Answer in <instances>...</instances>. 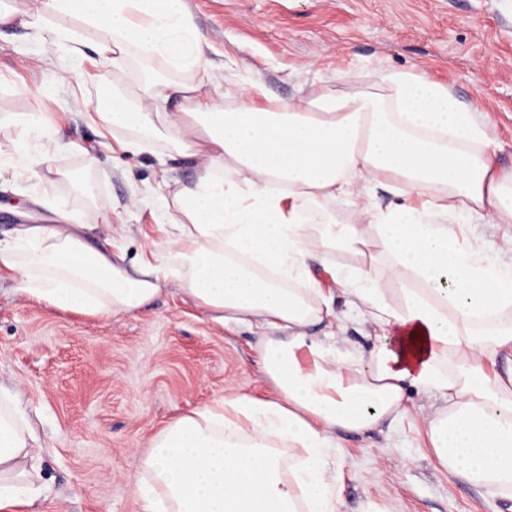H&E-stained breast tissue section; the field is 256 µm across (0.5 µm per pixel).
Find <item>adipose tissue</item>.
I'll list each match as a JSON object with an SVG mask.
<instances>
[{"label":"adipose tissue","instance_id":"1","mask_svg":"<svg viewBox=\"0 0 512 512\" xmlns=\"http://www.w3.org/2000/svg\"><path fill=\"white\" fill-rule=\"evenodd\" d=\"M67 17L78 28L59 26ZM28 25L67 47L76 67L86 30L100 32V62L116 69L170 63L175 36H198L182 0H42ZM373 75L366 91L225 110L203 78L174 86L141 79L130 94L100 77L98 118L121 147L160 141L201 161L192 184L142 200L167 225V244L126 266L112 240L90 243L91 208L22 225L0 241V266L16 272L17 293L61 310L133 313L175 280L213 321L270 328L259 352L275 399L228 395L163 427L136 461L143 512H298L301 503L337 512L327 479L336 429L364 431L406 415V381L449 402L427 421L440 464L512 493V387L485 370L512 347V257L465 243L454 227L512 224V171L496 165L492 124L447 86L411 70ZM170 87L184 111H166ZM42 123L39 112L15 120L16 151L36 177L49 165L32 146ZM382 182L400 198L384 210L365 200L368 185ZM337 199L358 223L325 212ZM366 226L387 275L402 283L397 297L371 271L332 261L363 244ZM312 248L383 332L369 364L304 333L322 312L307 264ZM280 441L299 458L289 475ZM41 449L31 420L0 387V512L35 505Z\"/></svg>","mask_w":512,"mask_h":512}]
</instances>
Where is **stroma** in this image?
<instances>
[{"mask_svg": "<svg viewBox=\"0 0 512 512\" xmlns=\"http://www.w3.org/2000/svg\"><path fill=\"white\" fill-rule=\"evenodd\" d=\"M221 84L255 82L263 103H295L326 91H364L373 68L414 70L442 83L494 124L497 163L512 170V0H184ZM97 35L85 37L83 84L47 37L0 26V118L44 115L50 173L37 180L14 163L15 130L0 126V239L18 225L47 224L54 205L93 207L89 237L110 238L126 264L165 240L138 200L187 184L192 159L158 157L155 141L115 147L90 120L99 87ZM95 156V168L85 166ZM308 265L332 317L308 326L310 341L370 357L380 329L351 303L316 258ZM0 273V384L14 389L44 445L38 512H142L135 460L177 415L227 395L271 399L257 342L263 329L214 323L170 283L141 310L107 317L49 307L15 293ZM406 418L369 431H337L328 478L339 512H512V498L443 469L425 434L430 398L405 384Z\"/></svg>", "mask_w": 512, "mask_h": 512, "instance_id": "obj_1", "label": "stroma"}]
</instances>
